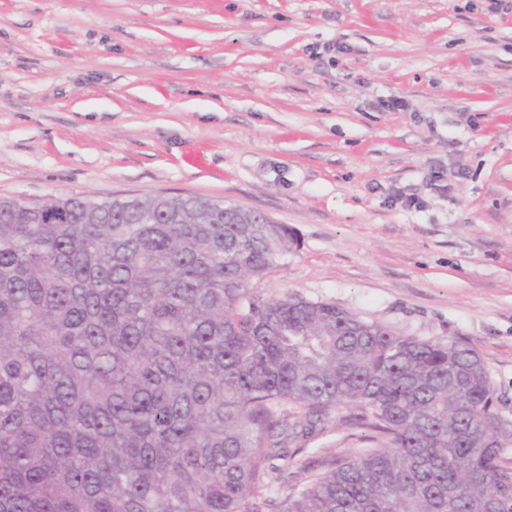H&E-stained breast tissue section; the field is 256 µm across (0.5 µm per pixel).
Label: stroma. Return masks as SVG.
I'll use <instances>...</instances> for the list:
<instances>
[{
  "label": "stroma",
  "instance_id": "35a3bbf8",
  "mask_svg": "<svg viewBox=\"0 0 512 512\" xmlns=\"http://www.w3.org/2000/svg\"><path fill=\"white\" fill-rule=\"evenodd\" d=\"M157 194L293 228L264 297L461 338L512 424V0H0V198Z\"/></svg>",
  "mask_w": 512,
  "mask_h": 512
}]
</instances>
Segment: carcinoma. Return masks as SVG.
I'll use <instances>...</instances> for the list:
<instances>
[{
	"mask_svg": "<svg viewBox=\"0 0 512 512\" xmlns=\"http://www.w3.org/2000/svg\"><path fill=\"white\" fill-rule=\"evenodd\" d=\"M297 246L197 196L0 199V512H512L481 355L264 298ZM350 407L381 446L274 487Z\"/></svg>",
	"mask_w": 512,
	"mask_h": 512,
	"instance_id": "1",
	"label": "carcinoma"
}]
</instances>
